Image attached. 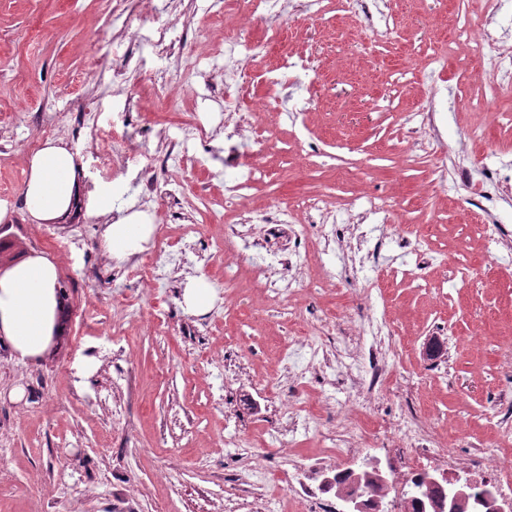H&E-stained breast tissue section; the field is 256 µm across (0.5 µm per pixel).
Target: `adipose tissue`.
I'll list each match as a JSON object with an SVG mask.
<instances>
[{"label": "adipose tissue", "instance_id": "ef3b65f1", "mask_svg": "<svg viewBox=\"0 0 512 512\" xmlns=\"http://www.w3.org/2000/svg\"><path fill=\"white\" fill-rule=\"evenodd\" d=\"M85 176L67 144L46 142L28 160L25 211L40 223L65 222ZM87 209L106 220L102 239L111 259L125 260L149 244L155 227L144 214L113 218L111 186L89 191ZM61 308L59 268L51 258L34 252L0 268V341L19 359L36 362L44 357L58 330Z\"/></svg>", "mask_w": 512, "mask_h": 512}]
</instances>
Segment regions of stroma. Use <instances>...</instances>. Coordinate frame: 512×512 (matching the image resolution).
I'll return each instance as SVG.
<instances>
[{"mask_svg":"<svg viewBox=\"0 0 512 512\" xmlns=\"http://www.w3.org/2000/svg\"><path fill=\"white\" fill-rule=\"evenodd\" d=\"M485 0H392L399 29L375 41L360 16L306 0H275L265 22L283 23L282 43L258 67L281 55L306 59L281 86L253 83L265 112L225 119L224 29L241 25L240 0H0V227L24 237L15 258L39 251L59 266L63 336L39 364L16 360L0 343V512H295L288 477L325 448L326 433L348 422L365 434L361 457L378 461L396 487L400 459L376 443V426L398 428L407 415L435 424L463 459L498 445L485 470L512 464V244L488 243L482 224L512 226V89L499 113L475 111L488 89L483 61L461 68L455 40L464 13ZM169 27L178 53L157 44ZM444 67L426 68L430 56ZM202 75H188L195 58ZM434 112L415 132L411 112ZM57 118L56 139L78 153L84 189L111 183L112 206L146 213L156 226L151 246L188 264L167 267L159 290L126 277V263L100 262L102 219L71 210L59 233L85 243L62 256L52 240L26 236L22 209L29 157L45 143L42 126ZM212 131L174 155L160 129L185 124ZM482 126L484 137L467 129ZM267 170L245 204L224 206V183L242 170L257 138ZM133 151L127 173L112 170L113 152ZM178 198L144 199L139 170ZM324 195L342 233L324 262L341 271L335 287L302 289L270 302L250 267L275 253L273 277L293 273L319 253L320 227L296 214L302 238L288 228L250 248L241 277L224 284V263L210 236L238 224L241 209L295 205ZM392 202L385 217L362 218L368 196ZM421 236L432 260L419 263L407 240ZM374 252L362 268L356 244ZM88 275L69 278L71 268ZM213 290L203 314L189 312L183 290L194 278ZM390 324L383 339L395 354L385 384L371 398L333 372L368 319ZM197 326L194 336L184 325ZM328 327L326 363L302 375L283 357L298 338ZM90 360L86 373L77 365ZM311 414L308 433L280 447L275 435L290 415Z\"/></svg>","mask_w":512,"mask_h":512,"instance_id":"stroma-1","label":"stroma"}]
</instances>
